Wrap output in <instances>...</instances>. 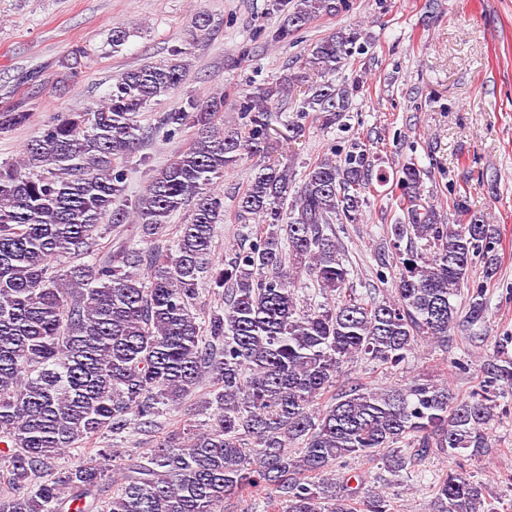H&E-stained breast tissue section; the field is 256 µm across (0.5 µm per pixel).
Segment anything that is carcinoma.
<instances>
[{"label": "carcinoma", "mask_w": 512, "mask_h": 512, "mask_svg": "<svg viewBox=\"0 0 512 512\" xmlns=\"http://www.w3.org/2000/svg\"><path fill=\"white\" fill-rule=\"evenodd\" d=\"M347 0H270L281 17L266 43L283 45ZM362 33L341 28L317 40L299 70L268 86L188 96L160 117L172 136L194 129L191 145L125 198L131 161L144 143L140 113L178 90L185 51L114 77L98 107L64 112L29 141L24 158L0 168V512H224L249 496L279 512H393L387 488L336 476L347 460L372 457L401 477L433 453L486 455L498 398L512 388L505 336L459 398L448 384L413 379L389 388L342 384L355 359L387 369L425 341L448 349L462 288L464 322L482 324L485 283L496 275L499 228L451 199L462 216L445 224L421 187L431 171L407 160L393 172L402 216L387 232L396 267L393 295L356 293L331 225L356 224L374 183L367 145L351 139L297 177L292 160L268 158L271 141L295 140L306 123L336 127L360 80L336 83L361 54ZM77 46L58 80L77 76ZM303 94L295 117L282 102ZM239 123L224 133V105ZM20 99L0 111V135L28 125ZM255 172L238 195L240 217L259 224L216 264L210 254L224 223V173L241 161ZM189 209L174 244L170 217ZM135 225L139 239L125 237ZM482 267V280L470 272ZM303 274L332 299L299 305ZM223 305L200 320V286ZM215 387L204 431L176 428L149 453L128 459L115 444L130 430L151 433L158 417L202 382ZM108 435L114 447L60 463L69 450ZM482 485L465 470L434 484L429 512H481Z\"/></svg>", "instance_id": "1"}]
</instances>
